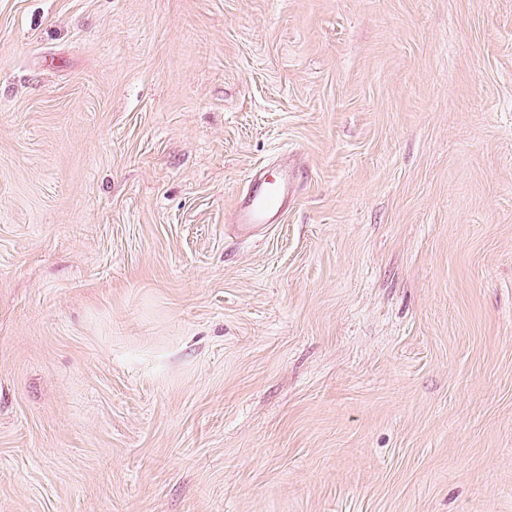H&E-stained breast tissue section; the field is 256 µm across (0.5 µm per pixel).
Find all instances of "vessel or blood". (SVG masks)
I'll use <instances>...</instances> for the list:
<instances>
[{
	"label": "vessel or blood",
	"instance_id": "vessel-or-blood-1",
	"mask_svg": "<svg viewBox=\"0 0 512 512\" xmlns=\"http://www.w3.org/2000/svg\"><path fill=\"white\" fill-rule=\"evenodd\" d=\"M288 204V178L286 175L268 179L254 173L249 188L235 209V222L242 234L275 223Z\"/></svg>",
	"mask_w": 512,
	"mask_h": 512
}]
</instances>
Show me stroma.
<instances>
[{
    "instance_id": "stroma-1",
    "label": "stroma",
    "mask_w": 512,
    "mask_h": 512,
    "mask_svg": "<svg viewBox=\"0 0 512 512\" xmlns=\"http://www.w3.org/2000/svg\"><path fill=\"white\" fill-rule=\"evenodd\" d=\"M0 512H512V0H0ZM287 204L288 177L279 174L278 177L266 179L264 172L257 171L236 206L235 223L239 231L247 235L257 228L274 224Z\"/></svg>"
}]
</instances>
